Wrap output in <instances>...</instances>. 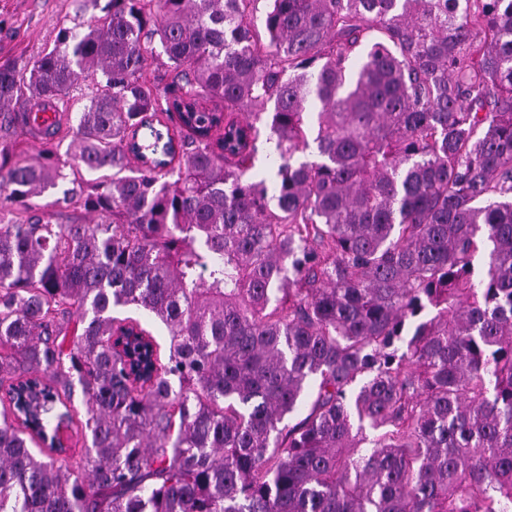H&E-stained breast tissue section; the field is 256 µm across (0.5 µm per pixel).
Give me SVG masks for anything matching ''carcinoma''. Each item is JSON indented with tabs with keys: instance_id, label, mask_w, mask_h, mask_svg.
Listing matches in <instances>:
<instances>
[{
	"instance_id": "1",
	"label": "carcinoma",
	"mask_w": 512,
	"mask_h": 512,
	"mask_svg": "<svg viewBox=\"0 0 512 512\" xmlns=\"http://www.w3.org/2000/svg\"><path fill=\"white\" fill-rule=\"evenodd\" d=\"M104 11L0 65V512H512V0ZM148 63L150 64L147 68L148 79L153 85L154 92L163 99L165 88L172 77L167 57L154 55ZM97 86L94 82L87 81L81 83V85L77 86L75 90L71 91L70 100L67 104V110L65 113H70L71 120L68 122L66 118V114L64 115L63 125L61 128V132L58 135V138L63 139V149L71 142L73 131L72 127L75 128V113L80 112L83 106L88 103V99L96 93ZM45 212L55 224H85L90 219L83 210L64 203L45 209Z\"/></svg>"
}]
</instances>
